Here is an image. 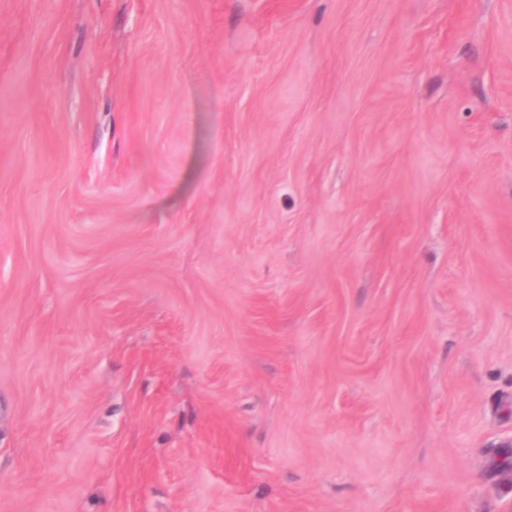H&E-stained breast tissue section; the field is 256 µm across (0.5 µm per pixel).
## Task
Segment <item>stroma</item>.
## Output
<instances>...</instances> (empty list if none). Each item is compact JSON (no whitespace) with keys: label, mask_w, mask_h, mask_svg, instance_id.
Wrapping results in <instances>:
<instances>
[{"label":"stroma","mask_w":512,"mask_h":512,"mask_svg":"<svg viewBox=\"0 0 512 512\" xmlns=\"http://www.w3.org/2000/svg\"><path fill=\"white\" fill-rule=\"evenodd\" d=\"M512 0H0V512H512Z\"/></svg>","instance_id":"1"}]
</instances>
